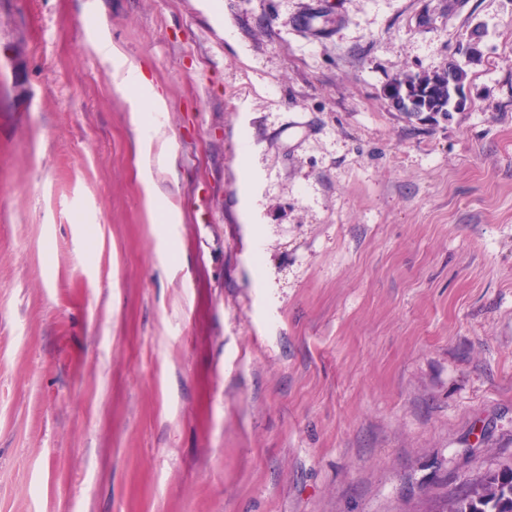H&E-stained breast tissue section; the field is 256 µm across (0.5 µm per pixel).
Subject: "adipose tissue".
I'll list each match as a JSON object with an SVG mask.
<instances>
[{"mask_svg": "<svg viewBox=\"0 0 512 512\" xmlns=\"http://www.w3.org/2000/svg\"><path fill=\"white\" fill-rule=\"evenodd\" d=\"M95 52L112 62L113 77L129 93L133 120L137 131H151L160 112L166 109V99L146 77L140 64L124 55L116 46L99 41Z\"/></svg>", "mask_w": 512, "mask_h": 512, "instance_id": "ef3b65f1", "label": "adipose tissue"}]
</instances>
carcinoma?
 <instances>
[{
  "mask_svg": "<svg viewBox=\"0 0 512 512\" xmlns=\"http://www.w3.org/2000/svg\"><path fill=\"white\" fill-rule=\"evenodd\" d=\"M454 69L457 79L465 82L466 71L457 63L433 72L420 71L404 79L413 90L420 91L422 101L440 110L451 105L452 92L448 88V69ZM435 512H512V466L485 476L474 485V492H463L439 502Z\"/></svg>",
  "mask_w": 512,
  "mask_h": 512,
  "instance_id": "obj_1",
  "label": "carcinoma"
}]
</instances>
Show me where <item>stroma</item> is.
Wrapping results in <instances>:
<instances>
[{
  "instance_id": "stroma-1",
  "label": "stroma",
  "mask_w": 512,
  "mask_h": 512,
  "mask_svg": "<svg viewBox=\"0 0 512 512\" xmlns=\"http://www.w3.org/2000/svg\"><path fill=\"white\" fill-rule=\"evenodd\" d=\"M217 2L0 0V512H429L512 463V0ZM452 61L450 118L385 97ZM95 52L103 58H112L113 78L129 92L133 120L139 135L152 131L160 112L166 111V99L146 77L141 65L124 55L116 46L99 41Z\"/></svg>"
}]
</instances>
